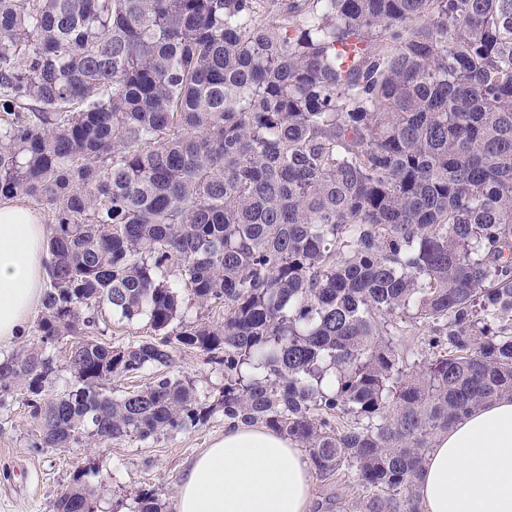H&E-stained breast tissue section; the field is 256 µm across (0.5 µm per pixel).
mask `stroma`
<instances>
[{"instance_id":"obj_1","label":"stroma","mask_w":512,"mask_h":512,"mask_svg":"<svg viewBox=\"0 0 512 512\" xmlns=\"http://www.w3.org/2000/svg\"><path fill=\"white\" fill-rule=\"evenodd\" d=\"M97 322L93 336L115 346L154 336L146 317L128 320L107 305L100 308ZM173 356L172 372L192 379L199 394L223 387V367L202 350L181 345ZM223 432L224 415L218 412L198 430L146 442L122 439L99 448L38 449L34 443L41 433L39 423L21 398H14L0 409V512H49L80 471L95 512H127L136 492L150 488L158 492L163 512H174L186 462Z\"/></svg>"}]
</instances>
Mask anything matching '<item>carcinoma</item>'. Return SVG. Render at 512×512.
I'll return each instance as SVG.
<instances>
[{
    "instance_id": "cac0c4a2",
    "label": "carcinoma",
    "mask_w": 512,
    "mask_h": 512,
    "mask_svg": "<svg viewBox=\"0 0 512 512\" xmlns=\"http://www.w3.org/2000/svg\"><path fill=\"white\" fill-rule=\"evenodd\" d=\"M274 4L0 0V200L52 224L40 345L0 358V405L23 389L36 448L221 410L354 485L346 512H422L438 437L512 397V0ZM164 269L224 321L170 331ZM104 304L158 338L88 336ZM175 343L224 367L218 393L167 373L107 393ZM80 478L50 512H94ZM428 330L425 324L417 323L416 325H409L403 336H400L398 339L399 347L413 350L414 352L421 350V348L424 347L425 338H427L429 334ZM73 341L74 339L64 338L52 347L51 351L54 352L57 358L58 366L53 381L54 394L63 393L71 385L72 377L64 362V354L69 350Z\"/></svg>"
}]
</instances>
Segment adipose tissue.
<instances>
[{"instance_id": "ef3b65f1", "label": "adipose tissue", "mask_w": 512, "mask_h": 512, "mask_svg": "<svg viewBox=\"0 0 512 512\" xmlns=\"http://www.w3.org/2000/svg\"><path fill=\"white\" fill-rule=\"evenodd\" d=\"M51 229L25 202H0V346L26 336L46 291ZM424 512H512V398L473 410L441 435L423 464ZM312 471L301 448L256 426L229 424L193 456L175 512H312Z\"/></svg>"}]
</instances>
